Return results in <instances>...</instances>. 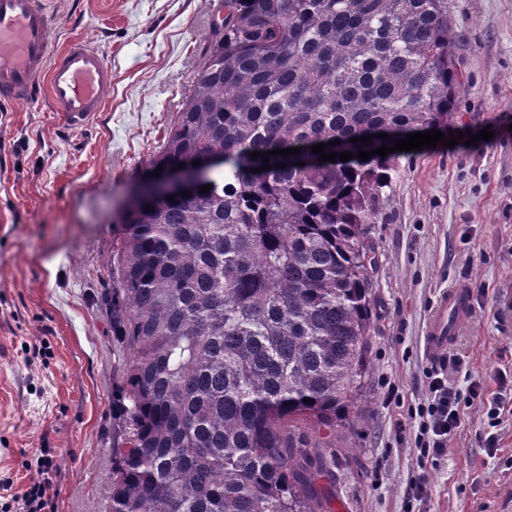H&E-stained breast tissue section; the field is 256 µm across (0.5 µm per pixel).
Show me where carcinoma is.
<instances>
[{"mask_svg":"<svg viewBox=\"0 0 512 512\" xmlns=\"http://www.w3.org/2000/svg\"><path fill=\"white\" fill-rule=\"evenodd\" d=\"M450 7L224 0L150 161L207 163L211 188L171 202L143 181L112 245L102 300L123 370L105 512H333L336 449L310 435L336 434L362 398L365 225L401 153L296 162L318 143L357 155L448 127L462 90Z\"/></svg>","mask_w":512,"mask_h":512,"instance_id":"carcinoma-1","label":"carcinoma"}]
</instances>
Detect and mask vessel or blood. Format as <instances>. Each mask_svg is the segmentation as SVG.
<instances>
[{"mask_svg": "<svg viewBox=\"0 0 512 512\" xmlns=\"http://www.w3.org/2000/svg\"><path fill=\"white\" fill-rule=\"evenodd\" d=\"M54 22L44 0H0V101L20 103L48 92L64 125L82 129L111 97L112 69L82 40L54 50ZM470 312L466 290L452 288L439 296L423 339L428 360L446 363L457 325Z\"/></svg>", "mask_w": 512, "mask_h": 512, "instance_id": "1", "label": "vessel or blood"}]
</instances>
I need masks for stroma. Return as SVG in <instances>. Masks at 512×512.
<instances>
[{
	"mask_svg": "<svg viewBox=\"0 0 512 512\" xmlns=\"http://www.w3.org/2000/svg\"><path fill=\"white\" fill-rule=\"evenodd\" d=\"M55 48L80 38L112 67V96L84 130L47 98L0 105V512L50 452L51 512H102L112 477V240L145 179L224 0H51ZM464 90L450 131L494 136L403 153L367 225L373 331L365 396L336 456L335 512H406L428 473L425 512H512V406L490 427L465 408L445 454L420 462L409 407L427 395L422 340L432 305L468 289L449 355L459 389L512 390V0H452ZM405 431H398L397 422Z\"/></svg>",
	"mask_w": 512,
	"mask_h": 512,
	"instance_id": "stroma-1",
	"label": "stroma"
}]
</instances>
